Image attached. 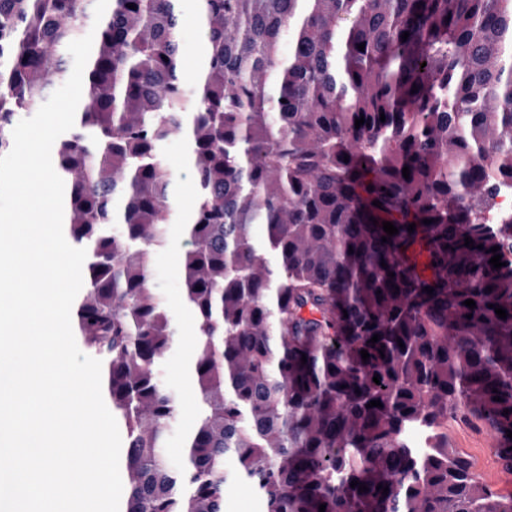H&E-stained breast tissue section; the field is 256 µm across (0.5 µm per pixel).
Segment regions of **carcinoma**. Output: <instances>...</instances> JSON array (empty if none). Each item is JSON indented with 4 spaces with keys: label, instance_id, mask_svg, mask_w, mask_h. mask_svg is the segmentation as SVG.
I'll return each instance as SVG.
<instances>
[{
    "label": "carcinoma",
    "instance_id": "carcinoma-1",
    "mask_svg": "<svg viewBox=\"0 0 512 512\" xmlns=\"http://www.w3.org/2000/svg\"><path fill=\"white\" fill-rule=\"evenodd\" d=\"M85 2L0 0V156L69 78ZM177 2L111 0L54 149L87 252L72 329L123 424L120 512H229L235 486L260 512H512L448 445L464 419L512 473V0H197L194 96ZM175 132L195 180L180 257L195 425L178 469L158 374L175 339L150 288Z\"/></svg>",
    "mask_w": 512,
    "mask_h": 512
}]
</instances>
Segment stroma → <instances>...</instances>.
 I'll use <instances>...</instances> for the list:
<instances>
[{"mask_svg":"<svg viewBox=\"0 0 512 512\" xmlns=\"http://www.w3.org/2000/svg\"><path fill=\"white\" fill-rule=\"evenodd\" d=\"M179 10L184 20L182 30V83L186 91L195 88L196 69L202 56V38L190 19L196 10L195 0H180ZM165 164L174 176L176 212L170 228L167 247L154 256L153 286L168 302L175 330V347L161 368L160 378L164 387L180 404V412L172 423L167 437V451L172 465H179L180 448L193 426V389L184 373V364L192 353L194 324L191 316L180 303L179 254L185 248L181 231L184 216L194 203V178L185 161V142L174 134L163 146ZM448 441L465 451L474 470L492 484L502 496H512V478L506 477L492 452L493 441L481 428L462 420L449 421Z\"/></svg>","mask_w":512,"mask_h":512,"instance_id":"1","label":"stroma"}]
</instances>
